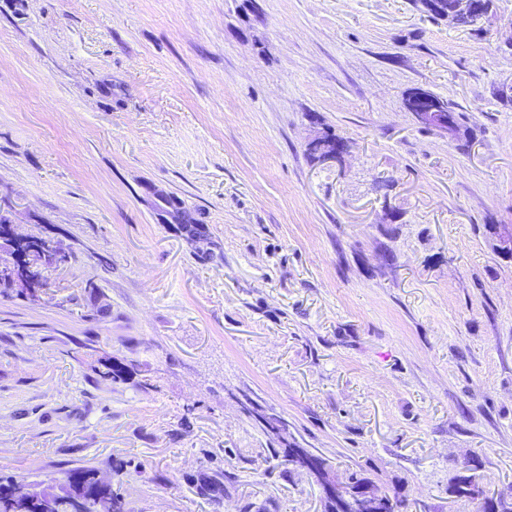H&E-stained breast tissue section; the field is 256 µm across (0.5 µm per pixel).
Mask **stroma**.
<instances>
[{
	"label": "stroma",
	"mask_w": 512,
	"mask_h": 512,
	"mask_svg": "<svg viewBox=\"0 0 512 512\" xmlns=\"http://www.w3.org/2000/svg\"><path fill=\"white\" fill-rule=\"evenodd\" d=\"M510 81L512 0L468 27L417 0H0V206L74 252L0 296V479L324 512L250 400L408 512L512 491V259L484 232L512 225ZM414 87L471 139L416 123ZM327 129L343 157L310 159Z\"/></svg>",
	"instance_id": "obj_1"
}]
</instances>
